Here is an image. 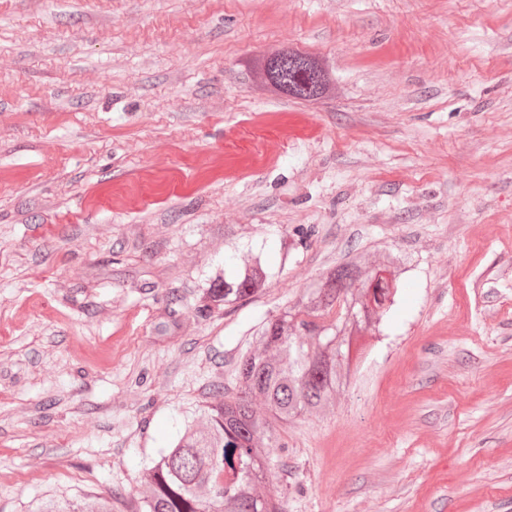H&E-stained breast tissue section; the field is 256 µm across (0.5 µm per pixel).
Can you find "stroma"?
I'll return each instance as SVG.
<instances>
[{"instance_id": "1", "label": "stroma", "mask_w": 512, "mask_h": 512, "mask_svg": "<svg viewBox=\"0 0 512 512\" xmlns=\"http://www.w3.org/2000/svg\"><path fill=\"white\" fill-rule=\"evenodd\" d=\"M314 56L318 100L257 81ZM262 254L260 296L199 311ZM409 259L285 512H512V0H0V512L129 490L263 324Z\"/></svg>"}]
</instances>
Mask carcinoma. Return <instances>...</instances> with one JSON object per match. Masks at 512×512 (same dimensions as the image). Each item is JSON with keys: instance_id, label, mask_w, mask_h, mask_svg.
Instances as JSON below:
<instances>
[{"instance_id": "1", "label": "carcinoma", "mask_w": 512, "mask_h": 512, "mask_svg": "<svg viewBox=\"0 0 512 512\" xmlns=\"http://www.w3.org/2000/svg\"><path fill=\"white\" fill-rule=\"evenodd\" d=\"M255 73L304 101L320 98L328 84L315 58L286 49L259 60ZM403 273L398 255L373 265L350 256L266 321L259 347L239 365L236 392L217 394L200 418L185 422L140 484L109 498L41 501L34 512H284L279 500L261 492L276 477L269 467L280 447L273 423L334 404L336 391L357 367L353 346L380 331ZM377 277L381 288L371 287ZM268 284L264 261L250 252L238 259L233 278L207 289L202 307L231 306L262 294ZM323 329L338 338L341 349L323 341ZM258 399L267 406L265 418L256 415Z\"/></svg>"}]
</instances>
